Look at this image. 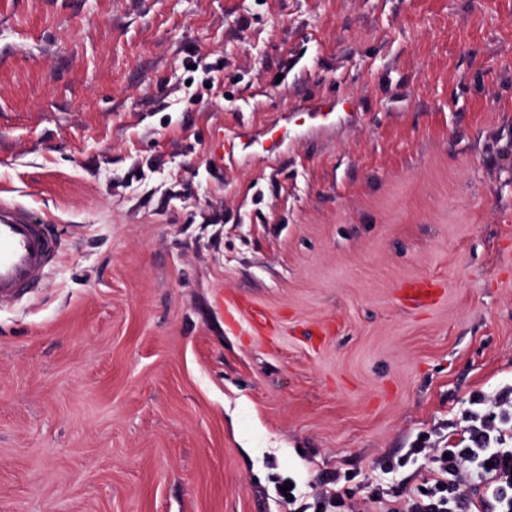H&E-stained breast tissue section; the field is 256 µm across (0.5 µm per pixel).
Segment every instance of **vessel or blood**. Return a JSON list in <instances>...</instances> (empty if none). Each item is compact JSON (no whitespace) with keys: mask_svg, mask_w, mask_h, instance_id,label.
Here are the masks:
<instances>
[{"mask_svg":"<svg viewBox=\"0 0 512 512\" xmlns=\"http://www.w3.org/2000/svg\"><path fill=\"white\" fill-rule=\"evenodd\" d=\"M60 249L48 219L19 204H0V301L23 299L46 280Z\"/></svg>","mask_w":512,"mask_h":512,"instance_id":"obj_1","label":"vessel or blood"}]
</instances>
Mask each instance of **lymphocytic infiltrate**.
I'll return each instance as SVG.
<instances>
[{"label": "lymphocytic infiltrate", "mask_w": 512, "mask_h": 512, "mask_svg": "<svg viewBox=\"0 0 512 512\" xmlns=\"http://www.w3.org/2000/svg\"><path fill=\"white\" fill-rule=\"evenodd\" d=\"M494 399L506 411L498 421L471 413V447L422 449L436 478L413 491L398 512H512V446L503 429L512 421V386Z\"/></svg>", "instance_id": "1"}]
</instances>
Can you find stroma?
<instances>
[{
  "mask_svg": "<svg viewBox=\"0 0 512 512\" xmlns=\"http://www.w3.org/2000/svg\"><path fill=\"white\" fill-rule=\"evenodd\" d=\"M1 201L0 512H393L512 385V0H0ZM19 204H0V301L23 299L45 283L60 249L48 224Z\"/></svg>",
  "mask_w": 512,
  "mask_h": 512,
  "instance_id": "stroma-1",
  "label": "stroma"
}]
</instances>
